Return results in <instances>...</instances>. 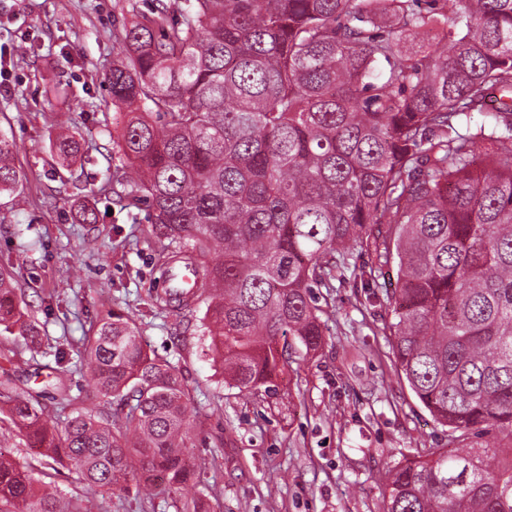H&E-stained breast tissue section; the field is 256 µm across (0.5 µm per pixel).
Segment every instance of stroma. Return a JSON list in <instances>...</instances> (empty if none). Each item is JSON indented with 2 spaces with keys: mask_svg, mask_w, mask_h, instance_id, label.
Masks as SVG:
<instances>
[{
  "mask_svg": "<svg viewBox=\"0 0 512 512\" xmlns=\"http://www.w3.org/2000/svg\"><path fill=\"white\" fill-rule=\"evenodd\" d=\"M153 0H0V133L17 146L27 177L21 193L0 196V266L9 267L37 319L44 345L61 351L71 396L90 377L78 364L83 338L107 313L138 320L148 349L174 363L195 401L186 452L201 469L195 493L212 512H384L388 474L444 448L448 434L399 376L383 333L384 288L346 277L323 289L324 342L297 349L271 390L225 387L207 351L198 304L152 312L161 292L160 247L149 209L136 195L114 201L106 169L122 167L119 109L102 85L115 51L112 31L149 12ZM77 132L81 158L61 166L50 147ZM85 200L98 221L85 224ZM17 335H0L8 389L43 390L46 375ZM54 485L81 512H180L186 492L147 488L105 492L81 484L72 466Z\"/></svg>",
  "mask_w": 512,
  "mask_h": 512,
  "instance_id": "1",
  "label": "stroma"
}]
</instances>
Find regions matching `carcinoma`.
I'll return each instance as SVG.
<instances>
[{
	"label": "carcinoma",
	"mask_w": 512,
	"mask_h": 512,
	"mask_svg": "<svg viewBox=\"0 0 512 512\" xmlns=\"http://www.w3.org/2000/svg\"><path fill=\"white\" fill-rule=\"evenodd\" d=\"M104 75L127 108L122 173L162 243V307L206 298L213 362L241 392L325 336L314 289L354 252L369 280L397 265L385 324L401 378L448 428L396 468L385 512H512V0H194L172 22L165 0L112 33ZM498 105L488 104L489 92ZM0 134V194L25 175ZM64 166L73 132L56 137ZM190 271L196 289L174 276ZM41 348L13 274L0 268V335ZM96 411L64 385L59 425L39 395L7 413L26 443L75 466L91 488L161 472L198 485L184 453L194 397L175 365L144 347L120 310L84 337ZM0 512H80L30 465L0 457Z\"/></svg>",
	"instance_id": "obj_1"
}]
</instances>
